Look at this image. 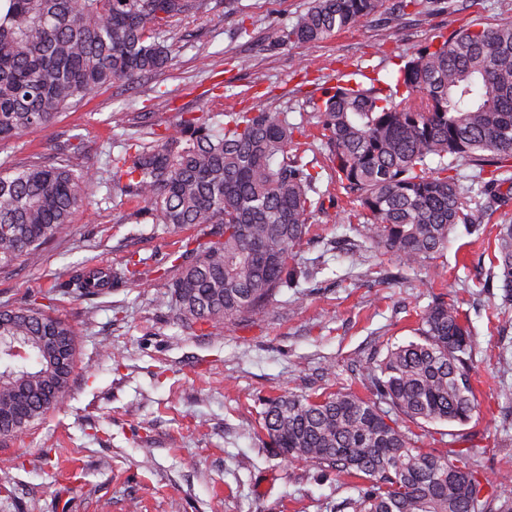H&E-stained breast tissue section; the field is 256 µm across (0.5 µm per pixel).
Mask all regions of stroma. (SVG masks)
<instances>
[{"label":"stroma","mask_w":512,"mask_h":512,"mask_svg":"<svg viewBox=\"0 0 512 512\" xmlns=\"http://www.w3.org/2000/svg\"><path fill=\"white\" fill-rule=\"evenodd\" d=\"M396 0L350 31L315 44L272 45V29L292 24L308 0H214L213 11L181 27L171 64L139 83L99 91L62 112L48 129L0 143V162L15 167L66 161L105 171L136 128L117 112L143 113L157 131L184 112L223 119L270 107L300 122L321 89L338 76L394 83L421 47L469 23L512 21V0H453L450 7L393 17ZM247 68H238L237 58ZM472 207L482 234L457 225L448 252L415 267L380 251L355 265V232L341 207L314 212L299 260L306 279L282 289L277 304L233 325L188 328L160 303L165 273L189 228L172 234L138 221V205L120 191L94 189L69 234L34 260L0 271V309L30 300L70 322L78 360L64 399L24 433L0 437V512H344L357 478L322 472L269 448L263 401L284 393L339 389L370 397L352 368L384 358L413 340L433 297L454 303L473 332L479 411L462 431L482 448L484 472L512 476V305L488 287L498 224L512 205L486 207L480 185ZM137 280L84 298L63 283L79 268L120 271Z\"/></svg>","instance_id":"1"}]
</instances>
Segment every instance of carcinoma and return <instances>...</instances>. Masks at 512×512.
Returning <instances> with one entry per match:
<instances>
[{
  "instance_id": "carcinoma-1",
  "label": "carcinoma",
  "mask_w": 512,
  "mask_h": 512,
  "mask_svg": "<svg viewBox=\"0 0 512 512\" xmlns=\"http://www.w3.org/2000/svg\"><path fill=\"white\" fill-rule=\"evenodd\" d=\"M0 13V142L117 81L134 84L165 69L183 21L204 17L212 0H5ZM381 0H310L278 44L317 43L359 25ZM313 138L328 151L329 178L348 218L361 223L352 258L366 245L410 267L448 251L458 224L480 232L468 190L448 161L484 172L512 159V22L472 24L416 53L395 85L338 83L313 103ZM215 127L206 113H182L173 133L130 137L107 177L87 168L34 162L0 169V270L40 255L66 236L74 211L94 185H116L142 205L139 214L178 233L209 229L210 239L175 259L162 302L185 322L229 325L273 306L303 274L298 250L309 217L324 209L321 172L288 148L304 123L271 109L227 105ZM436 165H431V162ZM497 272L512 302V224L498 225ZM120 274L77 269L66 287L82 296L112 288ZM417 340L360 365L372 398L338 391L322 399L283 395L264 403L269 446L291 459L364 480L345 501L352 512H512L505 478L481 474L477 453L442 454L397 419L469 423L478 409L470 362L471 332L456 306L435 299L414 328ZM47 336L67 345L65 365L51 361ZM34 352L25 366L0 354V436H15L59 404L75 367L77 334L47 305L0 310V346Z\"/></svg>"
}]
</instances>
